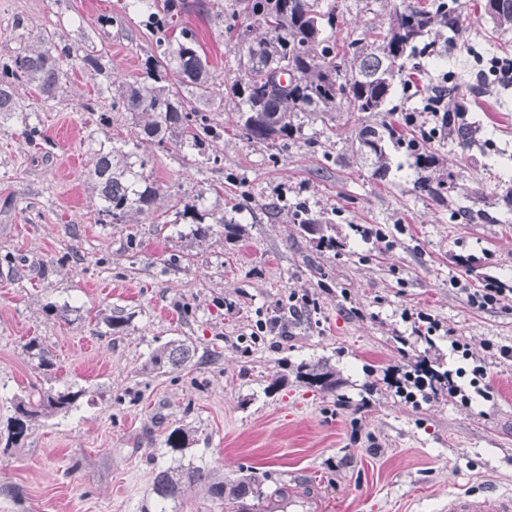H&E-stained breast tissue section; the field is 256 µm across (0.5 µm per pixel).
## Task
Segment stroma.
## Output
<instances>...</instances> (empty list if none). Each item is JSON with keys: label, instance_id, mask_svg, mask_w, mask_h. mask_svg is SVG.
Returning <instances> with one entry per match:
<instances>
[{"label": "stroma", "instance_id": "stroma-1", "mask_svg": "<svg viewBox=\"0 0 512 512\" xmlns=\"http://www.w3.org/2000/svg\"><path fill=\"white\" fill-rule=\"evenodd\" d=\"M126 2L0 0V64L50 33L103 66L66 63L47 108L34 87L17 86L20 111L0 116V512H141L175 425L191 431L183 463L227 477L253 471L270 491L317 481L323 512H438L452 491L512 489V211L502 204L512 192V83L486 76L490 59L512 54V30L494 27L485 0H462L464 26L442 62L406 64L386 117L428 134L434 167L416 166L404 144L390 148L385 177L353 165L357 112L302 113L295 144H251L236 135L227 100L214 110L224 136L198 168L140 141L101 93L113 78L139 80L155 47ZM208 3V16L189 11L181 22L227 82L229 29L246 18L235 0ZM335 3L341 41L387 27L393 0ZM445 80L476 128L465 150L447 132L432 135L422 110L423 91ZM30 126L50 151L28 142ZM114 145L159 187L165 222L99 223L86 174L93 153ZM429 177L448 179L444 200L421 190ZM176 202L233 216L244 232L198 244L191 220L170 214ZM301 206L341 250L299 230ZM492 281L503 303L471 306L466 288ZM406 310L435 318L434 345L416 341ZM116 312L128 325L112 335L104 319ZM454 337L469 357L452 351ZM175 338L195 347L189 366L142 372ZM33 340L49 351L50 372L36 368ZM419 357L453 371L483 363L492 399L406 402L384 377ZM321 358L336 368L335 392L291 377L266 393L285 365ZM67 385L84 392L78 408L37 420L23 445L6 447L14 398Z\"/></svg>", "mask_w": 512, "mask_h": 512}]
</instances>
